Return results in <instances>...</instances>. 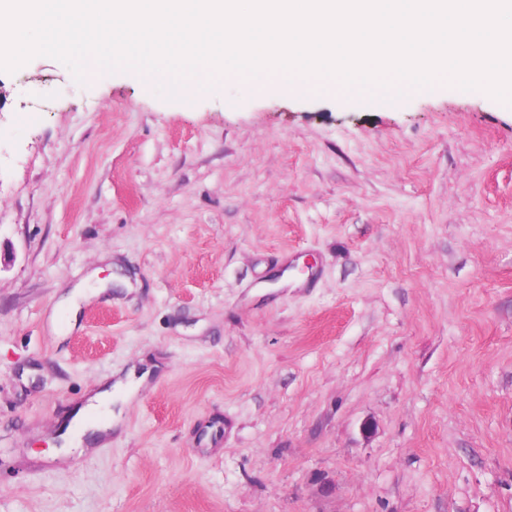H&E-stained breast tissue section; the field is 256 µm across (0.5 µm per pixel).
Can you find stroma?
Instances as JSON below:
<instances>
[{"instance_id":"1","label":"stroma","mask_w":512,"mask_h":512,"mask_svg":"<svg viewBox=\"0 0 512 512\" xmlns=\"http://www.w3.org/2000/svg\"><path fill=\"white\" fill-rule=\"evenodd\" d=\"M0 512H512V106L0 72ZM150 372L137 375L134 368L128 370L123 376L114 383V388L124 391L123 404L128 405L136 396L137 392L148 384ZM112 380L101 384L100 388L92 394L87 402L82 406H77L72 412V421L80 423L78 430H73L67 425L64 432L60 433L63 439L62 451L60 457L69 459L80 457L84 453L94 451L96 448L90 447L102 443L107 437L109 431H112ZM104 407L110 413L111 421L109 424L99 425L88 422L86 416L90 411Z\"/></svg>"}]
</instances>
